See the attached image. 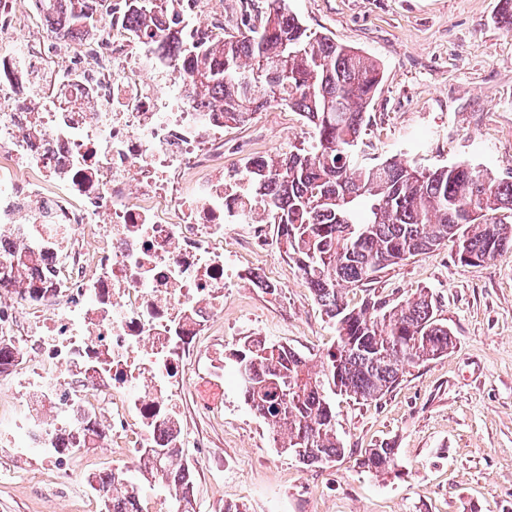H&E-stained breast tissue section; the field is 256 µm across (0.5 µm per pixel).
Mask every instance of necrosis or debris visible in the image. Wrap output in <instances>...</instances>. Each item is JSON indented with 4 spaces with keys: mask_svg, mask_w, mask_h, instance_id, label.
<instances>
[{
    "mask_svg": "<svg viewBox=\"0 0 512 512\" xmlns=\"http://www.w3.org/2000/svg\"><path fill=\"white\" fill-rule=\"evenodd\" d=\"M182 71L120 0L81 34L0 0V447L24 478L68 479L77 449L122 439L116 471L184 444L186 358L239 277L224 237L263 208L225 176L224 115Z\"/></svg>",
    "mask_w": 512,
    "mask_h": 512,
    "instance_id": "1",
    "label": "necrosis or debris"
}]
</instances>
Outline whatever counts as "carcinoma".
<instances>
[{
  "mask_svg": "<svg viewBox=\"0 0 512 512\" xmlns=\"http://www.w3.org/2000/svg\"><path fill=\"white\" fill-rule=\"evenodd\" d=\"M136 33L165 34L158 49L188 63L189 90H200L224 121L248 123L272 103L312 127L309 140L277 160L257 157L246 172L283 253L292 260L333 323L336 342L320 366L292 348L246 336L234 353L250 409L275 430L286 429L283 452L305 464L344 453L330 396L382 398L406 369L448 352L452 339L425 291L399 300L372 294L350 306L346 290L380 277L388 267L450 242L458 261L479 266L512 253V224L490 213L512 212V182L463 163L420 171L395 159L366 163L359 143L382 81L379 63L316 34L288 0H267L253 23L235 33L213 25L204 40L171 22L176 0H131ZM69 28L92 24L89 0H43ZM142 474L174 494L191 512L194 466L161 448ZM358 466L377 476L396 472L395 449L371 448ZM138 487L127 473L98 482Z\"/></svg>",
  "mask_w": 512,
  "mask_h": 512,
  "instance_id": "obj_1",
  "label": "carcinoma"
}]
</instances>
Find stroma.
Masks as SVG:
<instances>
[{
	"mask_svg": "<svg viewBox=\"0 0 512 512\" xmlns=\"http://www.w3.org/2000/svg\"><path fill=\"white\" fill-rule=\"evenodd\" d=\"M288 4L311 31L381 63L360 144L368 158L422 170L464 161L512 181V31L499 19L500 0ZM311 133L297 113L271 105L246 125H225L224 170L237 172L246 154L279 157ZM224 251L240 269H267L281 292L229 289L209 338L225 353L224 377L212 389L194 377L181 391L195 512L228 503L241 512H512V254L464 266L445 245L372 283L395 298L429 291L453 344L409 367L380 400L333 396L345 453L307 466L283 453L282 433L245 404L232 353L241 338L261 336L316 363L335 331L275 236L260 246L242 228L225 237ZM382 444L394 448L399 476L358 467ZM16 471L0 447V512H44L41 488Z\"/></svg>",
	"mask_w": 512,
	"mask_h": 512,
	"instance_id": "35a3bbf8",
	"label": "stroma"
}]
</instances>
